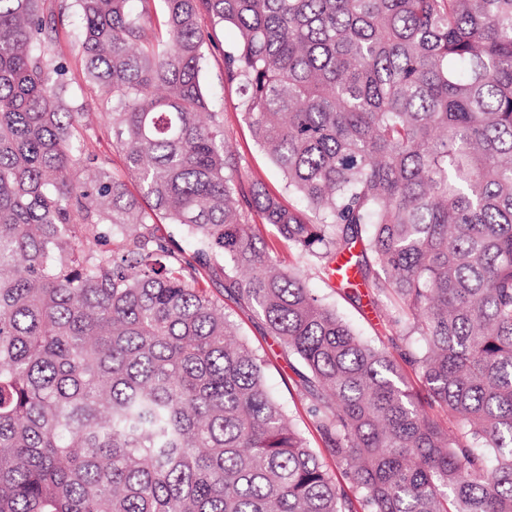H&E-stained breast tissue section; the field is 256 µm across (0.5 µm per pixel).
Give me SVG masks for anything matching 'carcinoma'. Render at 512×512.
I'll list each match as a JSON object with an SVG mask.
<instances>
[{
	"mask_svg": "<svg viewBox=\"0 0 512 512\" xmlns=\"http://www.w3.org/2000/svg\"><path fill=\"white\" fill-rule=\"evenodd\" d=\"M43 2L0 0V512H512V0H159L160 32L153 0H75L124 161L82 181ZM226 24L224 81L295 205L244 183L203 92ZM199 268L296 360L350 489ZM311 270L367 289L418 388ZM259 247L264 248L266 251L276 257L286 267H303L304 257L298 251L288 246L277 242V240L268 232L264 231L263 242L257 244Z\"/></svg>",
	"mask_w": 512,
	"mask_h": 512,
	"instance_id": "obj_1",
	"label": "carcinoma"
}]
</instances>
